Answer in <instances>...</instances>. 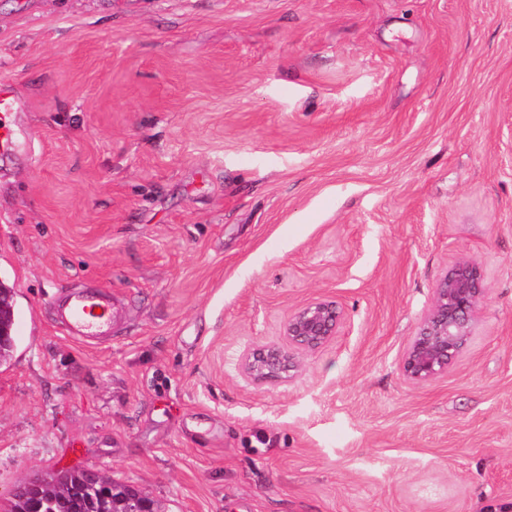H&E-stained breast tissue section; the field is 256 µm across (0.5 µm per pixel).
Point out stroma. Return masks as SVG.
Returning <instances> with one entry per match:
<instances>
[{"label": "stroma", "mask_w": 512, "mask_h": 512, "mask_svg": "<svg viewBox=\"0 0 512 512\" xmlns=\"http://www.w3.org/2000/svg\"><path fill=\"white\" fill-rule=\"evenodd\" d=\"M0 512L98 470L164 512H512V0H0ZM447 374L398 357L457 261ZM100 289L112 339L50 302ZM344 328L237 370L296 307ZM17 104L10 93L0 87V153L16 149L20 139L18 129L5 119L7 113L15 111ZM485 290L479 268L467 260L437 282L428 310L398 359L409 383H428L448 372L473 336ZM343 324L344 313L336 301L307 302L288 315L280 341L255 344L241 353L239 372L254 384L290 383L303 356L335 339Z\"/></svg>", "instance_id": "stroma-1"}]
</instances>
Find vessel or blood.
<instances>
[{"label": "vessel or blood", "mask_w": 512, "mask_h": 512, "mask_svg": "<svg viewBox=\"0 0 512 512\" xmlns=\"http://www.w3.org/2000/svg\"><path fill=\"white\" fill-rule=\"evenodd\" d=\"M17 104L10 93L0 87V153L15 150L20 139L18 129L6 119ZM57 322L84 342L112 334V313L107 300L97 292L73 293L55 308Z\"/></svg>", "instance_id": "1"}]
</instances>
